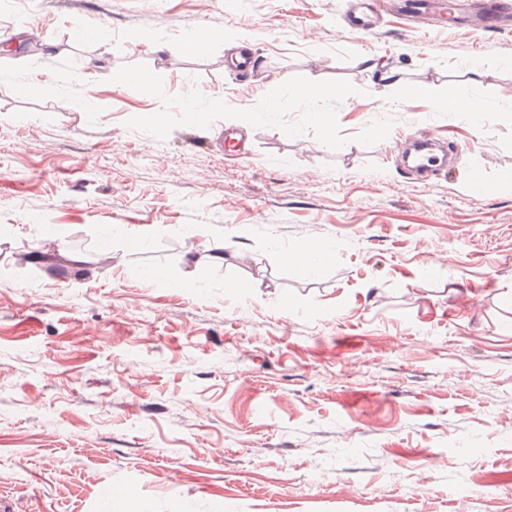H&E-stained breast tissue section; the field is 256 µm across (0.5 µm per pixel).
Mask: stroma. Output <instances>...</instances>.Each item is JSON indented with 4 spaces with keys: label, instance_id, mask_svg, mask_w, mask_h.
Segmentation results:
<instances>
[{
    "label": "stroma",
    "instance_id": "stroma-1",
    "mask_svg": "<svg viewBox=\"0 0 512 512\" xmlns=\"http://www.w3.org/2000/svg\"><path fill=\"white\" fill-rule=\"evenodd\" d=\"M345 7L0 0L6 512H99L123 483L119 512H512V20L419 31L389 8L364 39ZM102 17L107 44L74 39ZM200 25L224 41L185 50ZM304 77L347 87L330 128ZM451 88L477 125L437 109ZM378 123L450 164L408 170ZM476 170L496 192L470 190ZM217 242L223 265L189 259ZM317 242L327 264L288 261Z\"/></svg>",
    "mask_w": 512,
    "mask_h": 512
}]
</instances>
